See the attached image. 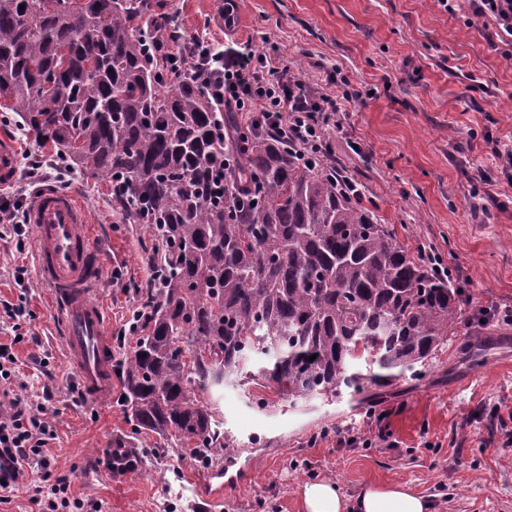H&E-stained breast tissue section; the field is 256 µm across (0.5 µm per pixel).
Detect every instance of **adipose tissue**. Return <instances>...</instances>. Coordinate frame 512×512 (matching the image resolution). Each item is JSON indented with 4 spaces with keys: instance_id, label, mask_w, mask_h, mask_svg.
Here are the masks:
<instances>
[{
    "instance_id": "ef3b65f1",
    "label": "adipose tissue",
    "mask_w": 512,
    "mask_h": 512,
    "mask_svg": "<svg viewBox=\"0 0 512 512\" xmlns=\"http://www.w3.org/2000/svg\"><path fill=\"white\" fill-rule=\"evenodd\" d=\"M303 512H433L431 501L400 484L367 486L344 498L335 482L306 481L300 487Z\"/></svg>"
}]
</instances>
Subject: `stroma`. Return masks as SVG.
Wrapping results in <instances>:
<instances>
[{
	"mask_svg": "<svg viewBox=\"0 0 512 512\" xmlns=\"http://www.w3.org/2000/svg\"><path fill=\"white\" fill-rule=\"evenodd\" d=\"M181 33L221 46L250 43L273 55L309 88L331 91L344 71L374 95L350 106L343 131L331 134L337 161L361 186L364 205L389 225L409 251L428 241L461 282L465 311L512 309V186L492 143L512 146V59L491 48L464 13L449 15L439 0H166ZM359 143L353 152L350 142ZM499 202L490 218L475 215L478 173ZM103 251L105 278L97 298L119 337L151 280L143 250L151 235L121 223L107 184L88 173H66ZM38 277L33 249L17 252L0 227V343L17 358V397L51 415L55 437L44 453L52 477H65L80 512H300L305 480L322 477L355 496L368 484L397 481L430 496L434 512H512V447L501 445L498 412L512 408V324L490 321L477 355L460 346L474 325L436 352L421 380L373 388L369 399H314L261 411L253 395L225 387L224 427L240 446L239 482L219 502L205 497L209 466L181 450L141 471L112 474L104 459L115 436L129 432L117 401L73 400L76 383L57 334L47 288L24 290L18 265ZM23 305L24 339L14 342L4 304ZM361 444L345 448L338 433Z\"/></svg>",
	"mask_w": 512,
	"mask_h": 512,
	"instance_id": "obj_1",
	"label": "stroma"
}]
</instances>
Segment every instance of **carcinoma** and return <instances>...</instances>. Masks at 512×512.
<instances>
[{
  "label": "carcinoma",
  "instance_id": "obj_1",
  "mask_svg": "<svg viewBox=\"0 0 512 512\" xmlns=\"http://www.w3.org/2000/svg\"><path fill=\"white\" fill-rule=\"evenodd\" d=\"M155 25L152 0H0L5 121L105 179L154 240L160 279L115 368L131 425L108 454L118 475L181 447L202 464L237 453L202 393L362 395L421 375L465 314L462 288L320 166L242 127L204 77L160 70Z\"/></svg>",
  "mask_w": 512,
  "mask_h": 512
}]
</instances>
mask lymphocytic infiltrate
I'll return each mask as SVG.
<instances>
[{"label": "lymphocytic infiltrate", "instance_id": "f902f5d3", "mask_svg": "<svg viewBox=\"0 0 512 512\" xmlns=\"http://www.w3.org/2000/svg\"><path fill=\"white\" fill-rule=\"evenodd\" d=\"M444 8L452 15L466 11L492 48L512 47V0H445ZM157 55L175 69L203 59L202 74L209 78L223 109L237 112L247 125L264 123L287 139L300 157L320 156L341 191L359 193L358 183L335 167L328 133L342 129L346 106L364 102L369 89L355 86L340 73L334 80L335 92L319 94L297 77H281L276 59L250 46L227 52L196 39L180 41L170 30L159 33ZM52 428L43 409L18 400L10 408H0L1 490L42 483L41 472L50 466L43 449Z\"/></svg>", "mask_w": 512, "mask_h": 512}]
</instances>
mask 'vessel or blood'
<instances>
[{
    "mask_svg": "<svg viewBox=\"0 0 512 512\" xmlns=\"http://www.w3.org/2000/svg\"><path fill=\"white\" fill-rule=\"evenodd\" d=\"M16 176V153L1 142L0 183ZM28 220L36 269L60 319L67 362L92 399L106 398L112 391V341L108 315L93 299L104 265L85 210L75 195L46 191L34 200Z\"/></svg>",
    "mask_w": 512,
    "mask_h": 512,
    "instance_id": "vessel-or-blood-1",
    "label": "vessel or blood"
}]
</instances>
